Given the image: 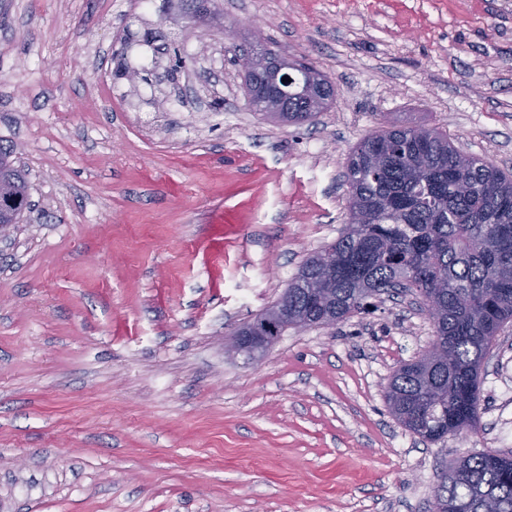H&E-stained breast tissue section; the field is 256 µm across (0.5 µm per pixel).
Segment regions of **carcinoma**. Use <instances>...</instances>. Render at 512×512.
<instances>
[{"mask_svg":"<svg viewBox=\"0 0 512 512\" xmlns=\"http://www.w3.org/2000/svg\"><path fill=\"white\" fill-rule=\"evenodd\" d=\"M312 93L317 108L291 96L278 121L308 122L334 97L330 86ZM0 177L12 197L28 199L26 177L3 145ZM345 182L353 227L301 265L288 315L339 322L378 292L435 290L433 343L445 357L402 364L386 398L413 433L436 442L477 417L482 363L512 323V173L463 152L437 128L392 124L359 141ZM433 512H512V466L489 453L461 458Z\"/></svg>","mask_w":512,"mask_h":512,"instance_id":"carcinoma-1","label":"carcinoma"}]
</instances>
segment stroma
Wrapping results in <instances>:
<instances>
[{
  "label": "stroma",
  "instance_id": "1",
  "mask_svg": "<svg viewBox=\"0 0 512 512\" xmlns=\"http://www.w3.org/2000/svg\"><path fill=\"white\" fill-rule=\"evenodd\" d=\"M0 0V144L31 207L0 235V512H430L450 466L512 455V325L474 429L425 442L393 372L411 294L257 360L227 349L348 222L344 162L384 121L512 171V0ZM335 88L302 125L246 106L242 48ZM154 71L131 86L118 65ZM206 3H208V1L202 2L193 11L185 12V29H191L195 31L204 26H217L219 33L224 36L225 41L233 40L235 36L234 30L224 26L223 21H218L215 19L212 11L205 6Z\"/></svg>",
  "mask_w": 512,
  "mask_h": 512
}]
</instances>
